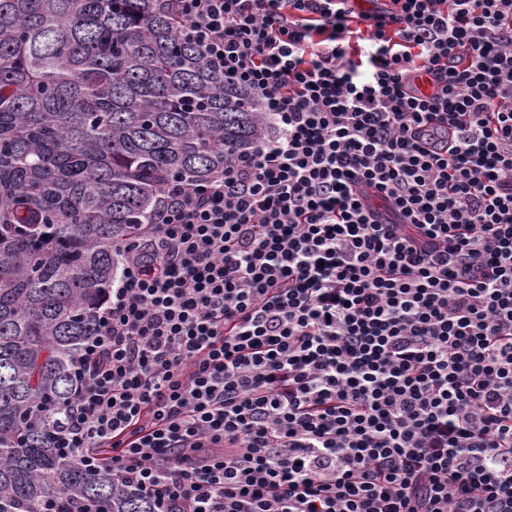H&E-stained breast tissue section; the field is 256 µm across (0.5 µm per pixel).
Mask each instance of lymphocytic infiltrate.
Here are the masks:
<instances>
[{
    "instance_id": "lymphocytic-infiltrate-1",
    "label": "lymphocytic infiltrate",
    "mask_w": 512,
    "mask_h": 512,
    "mask_svg": "<svg viewBox=\"0 0 512 512\" xmlns=\"http://www.w3.org/2000/svg\"><path fill=\"white\" fill-rule=\"evenodd\" d=\"M356 2L173 0L267 132L121 245L52 433L155 512H512V0Z\"/></svg>"
}]
</instances>
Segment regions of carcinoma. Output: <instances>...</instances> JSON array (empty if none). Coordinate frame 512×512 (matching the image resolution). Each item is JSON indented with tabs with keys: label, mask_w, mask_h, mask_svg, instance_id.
Wrapping results in <instances>:
<instances>
[{
	"label": "carcinoma",
	"mask_w": 512,
	"mask_h": 512,
	"mask_svg": "<svg viewBox=\"0 0 512 512\" xmlns=\"http://www.w3.org/2000/svg\"><path fill=\"white\" fill-rule=\"evenodd\" d=\"M264 133L163 0H0V512H151L50 430L117 247L172 181L210 179Z\"/></svg>",
	"instance_id": "carcinoma-1"
}]
</instances>
